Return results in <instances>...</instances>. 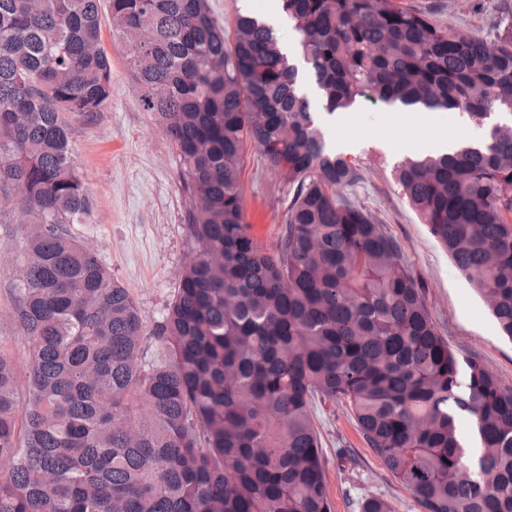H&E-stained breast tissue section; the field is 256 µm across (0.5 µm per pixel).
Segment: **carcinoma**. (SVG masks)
<instances>
[{
	"label": "carcinoma",
	"mask_w": 512,
	"mask_h": 512,
	"mask_svg": "<svg viewBox=\"0 0 512 512\" xmlns=\"http://www.w3.org/2000/svg\"><path fill=\"white\" fill-rule=\"evenodd\" d=\"M278 2L292 55L249 12L230 42L208 0H108L192 199L188 262L148 331L65 229L89 208L67 115L111 93L101 0H0V217L36 225L0 266L29 269L11 288L21 417L0 354V512H331L317 399L423 512H512V390L439 334L397 243L346 196L360 174L321 122L362 98L498 114L481 147L394 177L512 339V24L489 40L397 0ZM248 140L293 188L270 248L244 213Z\"/></svg>",
	"instance_id": "cac0c4a2"
}]
</instances>
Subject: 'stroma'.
Segmentation results:
<instances>
[{
  "label": "stroma",
  "instance_id": "obj_1",
  "mask_svg": "<svg viewBox=\"0 0 512 512\" xmlns=\"http://www.w3.org/2000/svg\"><path fill=\"white\" fill-rule=\"evenodd\" d=\"M433 23L465 34L494 37L512 21V0H402ZM102 46L111 63V95L94 117L68 121L75 160L89 192L82 223L69 230L91 247L130 290L146 326L161 321L179 286L188 260L185 214L191 198L179 179L176 150L140 102L125 44L113 35L108 9H101ZM327 140L359 171L362 179L349 199L372 214L394 238L401 255L426 290L431 318L460 359L481 361L501 388L512 390V341L471 285L457 272L447 251L431 235L404 198L392 171L404 155L397 137L412 140L415 154L430 153L445 136L462 140L472 126L451 112L434 126L417 129L387 106L370 100L354 105L340 127L325 125ZM241 186L246 214L263 213L268 230L260 241L273 246L292 197L285 169L272 168L253 143L242 153ZM10 282L0 276V353L25 369L27 343L13 319ZM315 426L321 439L332 512H358V501L379 497L393 512H421L405 487L363 442L341 408L317 405Z\"/></svg>",
  "mask_w": 512,
  "mask_h": 512
}]
</instances>
